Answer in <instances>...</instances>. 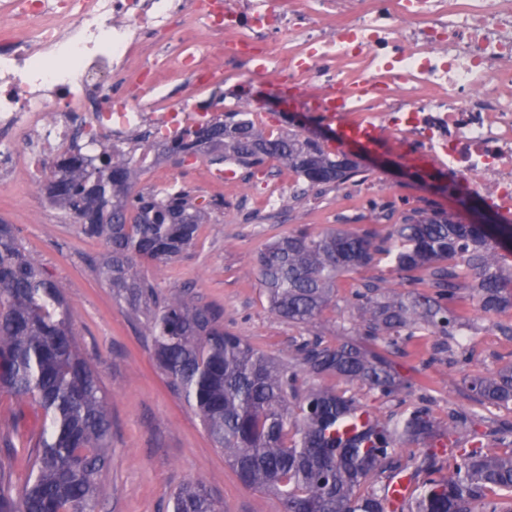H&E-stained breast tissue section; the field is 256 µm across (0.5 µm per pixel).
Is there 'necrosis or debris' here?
<instances>
[{"mask_svg": "<svg viewBox=\"0 0 512 512\" xmlns=\"http://www.w3.org/2000/svg\"><path fill=\"white\" fill-rule=\"evenodd\" d=\"M234 69L488 186L512 218V0H0V179L46 191L64 158L105 152L154 168L223 121L196 101ZM174 82L185 105L155 111Z\"/></svg>", "mask_w": 512, "mask_h": 512, "instance_id": "1", "label": "necrosis or debris"}]
</instances>
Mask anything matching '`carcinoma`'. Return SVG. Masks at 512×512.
<instances>
[{
	"label": "carcinoma",
	"mask_w": 512,
	"mask_h": 512,
	"mask_svg": "<svg viewBox=\"0 0 512 512\" xmlns=\"http://www.w3.org/2000/svg\"><path fill=\"white\" fill-rule=\"evenodd\" d=\"M203 144L218 161L255 168L276 160L298 177L288 200L307 189L367 179L366 170L341 159L314 134L272 135L224 113V125L200 139L177 140L164 152L198 156ZM142 173L130 160L79 157L61 165L53 202L72 214L82 234L109 247L100 274L112 290L150 316L154 354L170 386L192 405L215 447L248 488L272 493L284 512H512V422L493 431L501 453L486 450L472 417L451 415L442 436L422 381L404 379L395 357L419 336L441 339L438 351L464 367L471 352L458 340L472 293L487 318L512 309V222L475 224L441 207L401 213L380 238L370 224L357 230L299 228L269 244L258 276L271 311L306 328L288 360L257 351L224 327L213 309L183 291L159 297L136 269V259L167 263L191 247L204 207L184 187L132 194ZM385 262L392 279L373 277L351 294L354 323L348 338L331 344L314 331L334 301L336 280ZM428 282L432 292L418 288ZM336 377L352 387L397 402L379 417L356 392L326 384ZM463 385L487 412L512 407V363L488 374L469 373ZM16 399L8 454L28 449L30 476L13 494L8 463L0 460V512H96L104 494L111 432L107 398L74 336L62 290L43 274L36 257L0 224V394ZM34 403L44 426L27 428L24 405ZM418 447L408 459L400 448ZM405 477L409 495L396 503L393 483ZM171 512H222L197 479L176 491Z\"/></svg>",
	"instance_id": "carcinoma-1"
}]
</instances>
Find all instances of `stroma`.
I'll list each match as a JSON object with an SVG mask.
<instances>
[{"label": "stroma", "mask_w": 512, "mask_h": 512, "mask_svg": "<svg viewBox=\"0 0 512 512\" xmlns=\"http://www.w3.org/2000/svg\"><path fill=\"white\" fill-rule=\"evenodd\" d=\"M283 91V85L265 76L241 71L226 74L223 86L203 99L209 111L224 113L238 109L243 100L259 105ZM378 153L391 158V165L373 167L363 182L311 188L294 206L286 200L295 176L277 163L252 177L239 170L231 181L217 186L198 174L208 164L206 157L182 164L161 160L159 167L142 175L139 191L185 185L197 202L208 204L219 196L223 204L210 209L195 245L178 260L142 265V274L162 295L189 289L195 303L220 313L225 327L265 354L287 359L294 339L305 330L274 315L262 295L256 258L270 241L303 224L316 230L341 224L356 227L374 201L395 202L400 212L453 206L447 196L399 176L396 166L405 156L398 147L387 142ZM272 195L277 204H268ZM0 222L12 225L19 243L38 258L45 277L64 289L81 351L94 365L106 393L112 418L111 461L101 477L105 495L97 512H169L173 493L195 478L205 480L224 512H282L278 497L239 481L197 414L156 366L146 312L117 299L98 272L105 242L85 237L61 209L13 181L0 185ZM387 272V266L379 265L340 277L336 301L317 331L329 342L340 339L353 319L347 303L351 292L365 279ZM464 305L471 320L465 330L473 351L469 369L494 372L512 360V336L500 331L501 326H512V310L485 319L472 300ZM436 342L433 336L414 340L396 362L402 376L426 373L432 412L444 425L450 412L470 410L472 403L460 383L459 366L431 361Z\"/></svg>", "instance_id": "stroma-1"}]
</instances>
